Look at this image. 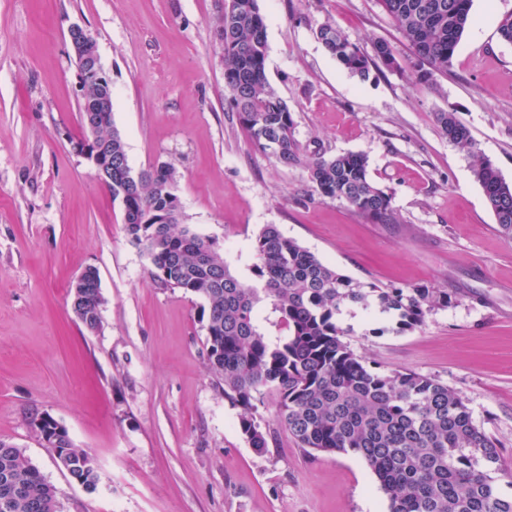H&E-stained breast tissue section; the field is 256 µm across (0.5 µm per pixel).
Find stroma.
Instances as JSON below:
<instances>
[{"instance_id":"35a3bbf8","label":"stroma","mask_w":512,"mask_h":512,"mask_svg":"<svg viewBox=\"0 0 512 512\" xmlns=\"http://www.w3.org/2000/svg\"><path fill=\"white\" fill-rule=\"evenodd\" d=\"M266 75L288 104L303 154L367 156L398 221L374 224L312 192L305 163L255 151L224 92L221 0H0V439L23 448L57 489L60 512H387L371 469L306 453L284 428L265 454L237 428L240 408L209 369L201 299L158 286L119 202L72 148L81 91L68 31L96 39L112 79V120L129 164L177 169L184 223L215 239L252 282L266 224L341 274L447 291L412 331L357 308L339 317L370 366L440 380L498 443L512 496V240L497 230L463 149L436 113L454 110L512 182V0H473L447 75L427 87L379 0H259ZM332 22L398 68L362 79L315 35ZM97 270L102 327L87 331L69 289ZM49 414L94 460L88 490L62 470L31 421Z\"/></svg>"}]
</instances>
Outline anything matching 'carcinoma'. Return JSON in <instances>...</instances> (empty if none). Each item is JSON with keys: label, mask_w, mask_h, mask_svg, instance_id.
<instances>
[{"label": "carcinoma", "mask_w": 512, "mask_h": 512, "mask_svg": "<svg viewBox=\"0 0 512 512\" xmlns=\"http://www.w3.org/2000/svg\"><path fill=\"white\" fill-rule=\"evenodd\" d=\"M224 10V90L252 148L278 163L300 160L288 104L268 82L266 26L259 0H235ZM420 66L414 82L428 86L448 74L456 48L472 21L473 0H380ZM317 39L336 61L366 79L372 61L340 28L323 23ZM449 141L465 149L499 231L512 238V184L477 150L452 111L436 113ZM99 143L127 158L122 134L109 122ZM314 192L339 200L373 224H395L391 197L369 177L361 153L312 154L306 162ZM120 202L130 241L149 260V275L165 288L205 301L207 360L223 382L224 400L243 409L240 433L258 454L268 432L258 405L277 397L275 422L298 447L353 454L371 468L388 499V512H512L498 495L488 468L502 470L497 443L473 422L464 399L441 381L366 365L342 341L337 322L347 307L396 318L397 331L421 327L426 315L448 306V292L427 286L382 287L337 272L315 254L265 225L254 244L255 282H242L224 262L218 242L181 223L176 170L160 175L112 170L106 184ZM89 287L70 291L71 308L90 332L101 328L104 303L98 272L85 270ZM271 301L286 331L275 343L257 327L261 305ZM60 467L88 490L98 473L92 457L66 439L55 453ZM0 512H59L55 487L23 449L0 439Z\"/></svg>", "instance_id": "obj_1"}]
</instances>
